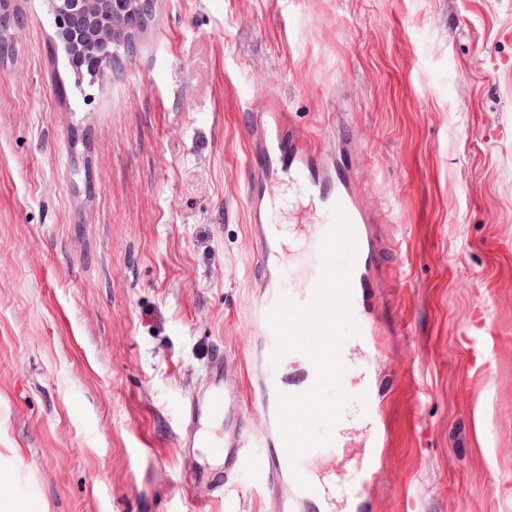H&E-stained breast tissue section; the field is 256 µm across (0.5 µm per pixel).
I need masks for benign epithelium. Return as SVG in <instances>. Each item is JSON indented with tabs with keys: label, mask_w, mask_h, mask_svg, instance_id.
Instances as JSON below:
<instances>
[{
	"label": "benign epithelium",
	"mask_w": 512,
	"mask_h": 512,
	"mask_svg": "<svg viewBox=\"0 0 512 512\" xmlns=\"http://www.w3.org/2000/svg\"><path fill=\"white\" fill-rule=\"evenodd\" d=\"M156 2L48 0L55 33L72 46L76 70L89 76L91 86L112 77V65L135 52ZM23 25L16 0H0V57L12 47Z\"/></svg>",
	"instance_id": "7a95c632"
}]
</instances>
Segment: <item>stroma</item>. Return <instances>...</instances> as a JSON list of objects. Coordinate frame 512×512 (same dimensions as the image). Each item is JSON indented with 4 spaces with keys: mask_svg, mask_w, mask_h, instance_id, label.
Returning <instances> with one entry per match:
<instances>
[{
    "mask_svg": "<svg viewBox=\"0 0 512 512\" xmlns=\"http://www.w3.org/2000/svg\"><path fill=\"white\" fill-rule=\"evenodd\" d=\"M0 59V474L35 512H280L251 464L182 443L216 350L228 387L295 394L253 316L264 270L244 128L280 97L378 219L342 348V446L294 512H512V0H158L82 91L47 0ZM293 269L301 183H268ZM19 456H12V449Z\"/></svg>",
    "mask_w": 512,
    "mask_h": 512,
    "instance_id": "35a3bbf8",
    "label": "stroma"
}]
</instances>
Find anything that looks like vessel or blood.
Wrapping results in <instances>:
<instances>
[{"mask_svg":"<svg viewBox=\"0 0 512 512\" xmlns=\"http://www.w3.org/2000/svg\"><path fill=\"white\" fill-rule=\"evenodd\" d=\"M291 123L285 105L270 99L268 109L257 114L249 129V135L257 141V147L249 153L253 177L247 189V201L252 223L256 252L265 269L263 286L266 294L262 299L258 317L264 326L269 346H276V334L270 324V313L284 291L279 285L280 272L288 261V253L280 234L262 221L265 202V185L270 174L281 172L303 180L310 198L318 200L320 218L315 223L312 235L316 241H323L334 224L335 210H342L349 220L355 242L357 259L352 266L350 277L351 313L359 332H366L367 322L361 309L362 299L358 295L367 287L374 266L375 243L367 231L371 218L363 210L359 199L352 193L342 164L322 160L311 152H298L292 147L285 133ZM323 272L322 261H315L301 271L304 288L292 294V301L300 306L310 303L315 294L316 284ZM249 407L243 393H230L221 386H213L203 399L192 402L191 415H202L206 420L223 422L224 477L232 479L242 463L249 460L247 450L253 433L245 422ZM265 445L266 452L254 465L260 475L265 493L275 495L283 487L284 472L290 461L285 441L279 426H272Z\"/></svg>","mask_w":512,"mask_h":512,"instance_id":"1","label":"vessel or blood"}]
</instances>
